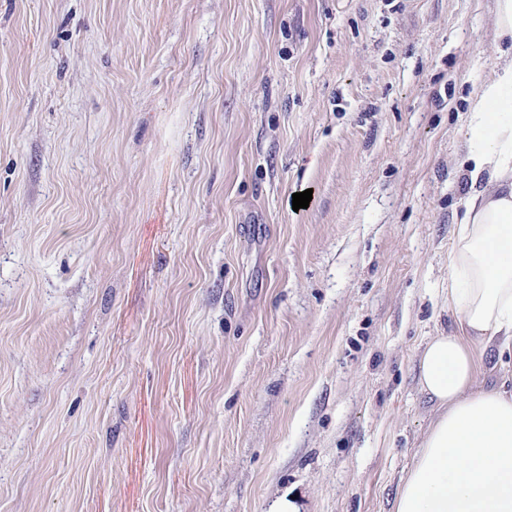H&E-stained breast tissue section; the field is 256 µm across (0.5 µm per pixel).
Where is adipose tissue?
<instances>
[{
    "instance_id": "obj_1",
    "label": "adipose tissue",
    "mask_w": 512,
    "mask_h": 512,
    "mask_svg": "<svg viewBox=\"0 0 512 512\" xmlns=\"http://www.w3.org/2000/svg\"><path fill=\"white\" fill-rule=\"evenodd\" d=\"M495 30L498 63L463 114L470 188L448 250L456 330L421 352L436 414L395 512H512V389L479 385L486 360L512 354V0H496Z\"/></svg>"
}]
</instances>
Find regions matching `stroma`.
Instances as JSON below:
<instances>
[{
  "label": "stroma",
  "mask_w": 512,
  "mask_h": 512,
  "mask_svg": "<svg viewBox=\"0 0 512 512\" xmlns=\"http://www.w3.org/2000/svg\"><path fill=\"white\" fill-rule=\"evenodd\" d=\"M494 20L0 0V512H393Z\"/></svg>",
  "instance_id": "stroma-1"
}]
</instances>
